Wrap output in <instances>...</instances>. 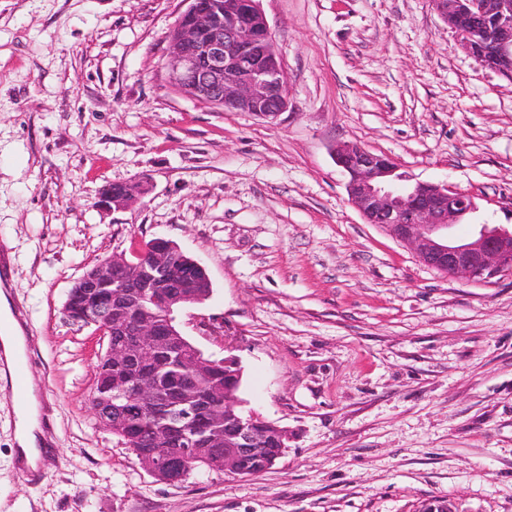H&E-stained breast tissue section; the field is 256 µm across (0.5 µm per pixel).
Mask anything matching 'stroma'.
I'll list each match as a JSON object with an SVG mask.
<instances>
[{"label":"stroma","instance_id":"1","mask_svg":"<svg viewBox=\"0 0 512 512\" xmlns=\"http://www.w3.org/2000/svg\"><path fill=\"white\" fill-rule=\"evenodd\" d=\"M185 0H0V249L51 426L41 479L17 474L0 379V512H512V276L470 283L366 223L333 159L355 143L512 225V78L479 62L431 0H261L288 77L275 121L179 92ZM147 191L97 206L111 183ZM154 238L205 267L177 320L237 356L244 407L286 427L255 476L169 484L90 407L107 343L68 324L99 259Z\"/></svg>","mask_w":512,"mask_h":512}]
</instances>
